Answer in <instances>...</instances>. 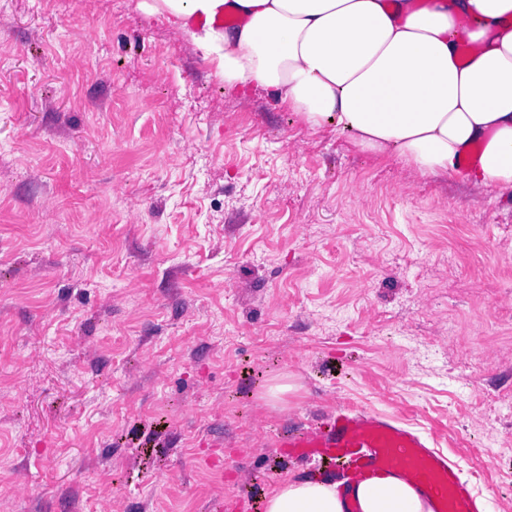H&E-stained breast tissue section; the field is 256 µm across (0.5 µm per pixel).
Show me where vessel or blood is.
Wrapping results in <instances>:
<instances>
[{
    "label": "vessel or blood",
    "instance_id": "b4317fda",
    "mask_svg": "<svg viewBox=\"0 0 512 512\" xmlns=\"http://www.w3.org/2000/svg\"><path fill=\"white\" fill-rule=\"evenodd\" d=\"M283 458L311 463L347 487L399 474L432 512H488V502L464 478L455 458L432 446L408 423L362 408L340 407L319 424L275 440Z\"/></svg>",
    "mask_w": 512,
    "mask_h": 512
}]
</instances>
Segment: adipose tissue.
<instances>
[{
	"mask_svg": "<svg viewBox=\"0 0 512 512\" xmlns=\"http://www.w3.org/2000/svg\"><path fill=\"white\" fill-rule=\"evenodd\" d=\"M225 89L273 90L312 126L421 175L512 189V0H152ZM265 512H431L390 475L344 497L291 478Z\"/></svg>",
	"mask_w": 512,
	"mask_h": 512,
	"instance_id": "adipose-tissue-1",
	"label": "adipose tissue"
}]
</instances>
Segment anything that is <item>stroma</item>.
I'll list each match as a JSON object with an SVG mask.
<instances>
[{
  "label": "stroma",
  "mask_w": 512,
  "mask_h": 512,
  "mask_svg": "<svg viewBox=\"0 0 512 512\" xmlns=\"http://www.w3.org/2000/svg\"><path fill=\"white\" fill-rule=\"evenodd\" d=\"M348 405L512 512V195L225 91L144 0H0V512H233Z\"/></svg>",
  "instance_id": "1"
}]
</instances>
